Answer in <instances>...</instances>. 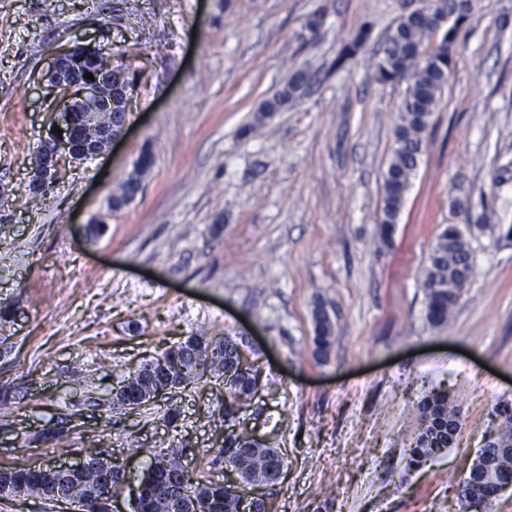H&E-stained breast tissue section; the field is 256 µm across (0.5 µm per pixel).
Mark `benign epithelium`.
<instances>
[{"label": "benign epithelium", "mask_w": 512, "mask_h": 512, "mask_svg": "<svg viewBox=\"0 0 512 512\" xmlns=\"http://www.w3.org/2000/svg\"><path fill=\"white\" fill-rule=\"evenodd\" d=\"M447 0H430L411 14L428 20L435 13L445 12ZM75 47L61 48L45 73V81L51 92L60 100L56 125L60 131L49 132L37 152L30 175L29 189L35 194L47 191L60 177L61 163L81 165L100 155L123 133L125 124L114 127V102L112 81L122 65L103 52L87 58L88 66L79 69L74 65ZM91 73L93 78L85 75ZM112 408L127 410L136 406L137 398L124 386L111 390ZM500 459L511 460L512 448L502 447L489 440L485 443L466 475L468 484L484 481L490 468ZM100 463L84 456L73 464L62 463L51 467V482L42 498L57 504L72 500L71 488L82 474L90 469L99 473L96 491L82 500L85 509L92 512H112V486L125 481L124 469L115 470L112 458L101 456ZM501 484L493 483L484 497L464 498L471 509L481 510L486 502L499 494Z\"/></svg>", "instance_id": "benign-epithelium-1"}]
</instances>
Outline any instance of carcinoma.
Listing matches in <instances>:
<instances>
[{"label": "carcinoma", "mask_w": 512, "mask_h": 512, "mask_svg": "<svg viewBox=\"0 0 512 512\" xmlns=\"http://www.w3.org/2000/svg\"><path fill=\"white\" fill-rule=\"evenodd\" d=\"M470 6L467 0H448L451 23L432 22L424 25L409 14L399 18L387 35L378 62V73L384 81H404L407 90L399 107V124L396 130V147L384 177V206L379 223L391 232L403 206L410 179L418 167L422 155V133L435 112L440 96L448 83L452 57L450 47L456 41L462 23L468 18ZM439 40L431 51H425V42L434 35ZM370 28L357 31L336 57L335 68L341 70L357 49L367 40ZM307 73L296 70L282 89L265 100L259 109L265 118L279 111L298 91L308 83ZM153 156L145 149L140 154L134 171L136 176L126 178L118 195L112 198V209L119 210L132 202L142 188V176L152 166ZM473 273V259L458 224L447 225L438 235L429 255V263L422 278L425 294V314L428 322L440 327L460 300ZM315 354L325 356L333 343V325L320 306L313 311ZM245 355L241 345L230 337L217 341L205 336H190L185 341L166 349L161 355L143 367V374L150 379L144 385L153 391L168 384L188 386L208 372L225 373L241 362ZM248 374L240 375L242 383L225 379L224 422L235 421L238 406L254 397L260 386L258 369L246 362ZM418 411L428 424L412 439L409 448V465L417 467L422 460L448 445V435L460 429L459 409L455 407L448 389L440 386L423 397ZM497 437L512 441V412L499 411ZM224 448L225 464L237 471L246 483L268 486L276 483L272 469L283 461L276 448L258 444L249 433L230 432ZM182 449L170 448L155 456L150 472L182 470ZM98 473L90 471L87 477L73 486L74 495L82 499L96 487ZM23 484L28 495H39L48 482L47 474L30 470H11L0 475V481ZM241 497L230 486H212L202 480L185 476L184 483L168 492L151 498L149 512H240Z\"/></svg>", "instance_id": "carcinoma-1"}]
</instances>
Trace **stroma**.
I'll return each mask as SVG.
<instances>
[{
	"mask_svg": "<svg viewBox=\"0 0 512 512\" xmlns=\"http://www.w3.org/2000/svg\"><path fill=\"white\" fill-rule=\"evenodd\" d=\"M472 5L385 236L406 85L376 63L406 0H0V309L15 313L0 324V470L94 448L138 477L182 442L193 478L225 480L222 375L134 411L110 409L108 390L187 337L231 336L263 376L239 425L284 459L268 512H463L456 488L494 406L512 401V0ZM67 43L138 78L123 135L33 207L54 119L42 78ZM299 68L312 87L258 121ZM146 149L142 192L113 210ZM448 224L468 228L474 269L436 328L422 275ZM318 304L334 327L324 357ZM441 385L461 413L456 444L411 468L418 403Z\"/></svg>",
	"mask_w": 512,
	"mask_h": 512,
	"instance_id": "1",
	"label": "stroma"
}]
</instances>
